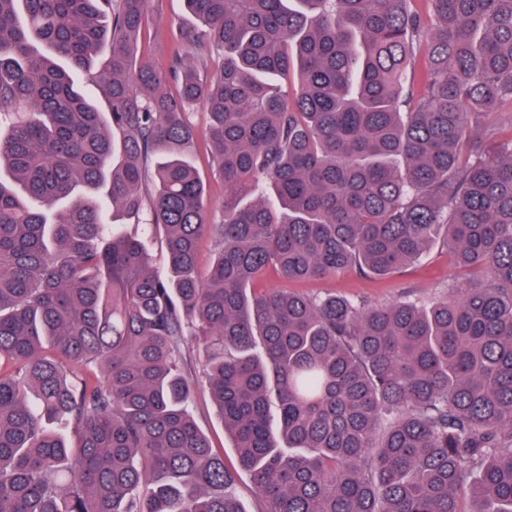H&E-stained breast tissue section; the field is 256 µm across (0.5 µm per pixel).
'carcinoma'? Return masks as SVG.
Returning <instances> with one entry per match:
<instances>
[{"label":"carcinoma","mask_w":512,"mask_h":512,"mask_svg":"<svg viewBox=\"0 0 512 512\" xmlns=\"http://www.w3.org/2000/svg\"><path fill=\"white\" fill-rule=\"evenodd\" d=\"M150 2L0 0V512H244L193 341L265 512H512V137L459 149L512 105V0H184L165 69ZM438 242L432 304L255 292ZM194 161L203 180L207 183L211 208L218 211L224 203V183L213 176L209 153L201 141L194 153ZM189 367L199 380V386L194 396V417L197 425L209 436L215 448H224V464L239 472L237 491L243 508L248 512H261L263 503L256 495L249 475L240 471L237 464L236 452L231 442L224 434V426L214 412L204 376L203 347L192 343L187 352Z\"/></svg>","instance_id":"obj_1"}]
</instances>
